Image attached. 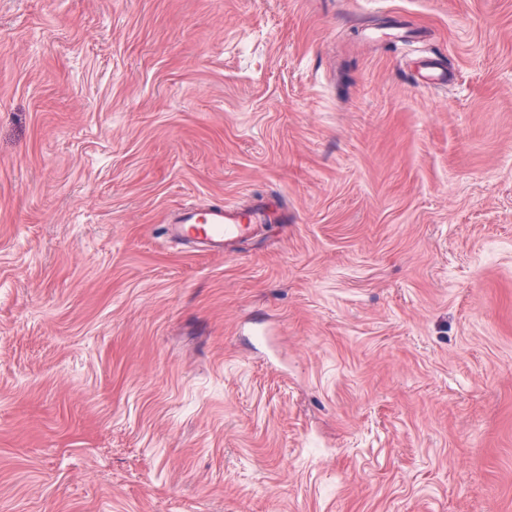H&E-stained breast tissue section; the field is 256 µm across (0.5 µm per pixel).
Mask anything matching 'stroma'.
<instances>
[{"mask_svg":"<svg viewBox=\"0 0 512 512\" xmlns=\"http://www.w3.org/2000/svg\"><path fill=\"white\" fill-rule=\"evenodd\" d=\"M0 512H512V0H0ZM423 69L425 72L420 74V79L416 84L421 88L431 89L436 86H448L453 80V73L448 74V70L444 69L437 61H427ZM260 214L255 207L251 211L239 208L216 206L205 210L196 206L184 207L168 220L171 226L169 236L178 241L185 237L186 232L195 224L204 223L196 228L202 242L211 249L219 250L224 247V241L238 238L252 230L250 224L256 223Z\"/></svg>","mask_w":512,"mask_h":512,"instance_id":"1","label":"stroma"}]
</instances>
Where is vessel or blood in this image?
Returning a JSON list of instances; mask_svg holds the SVG:
<instances>
[{
	"instance_id": "obj_1",
	"label": "vessel or blood",
	"mask_w": 512,
	"mask_h": 512,
	"mask_svg": "<svg viewBox=\"0 0 512 512\" xmlns=\"http://www.w3.org/2000/svg\"><path fill=\"white\" fill-rule=\"evenodd\" d=\"M452 80V75L448 74L440 63L431 60L425 63L418 85L429 89L448 85ZM259 218V213L254 210L245 211L220 206L203 210L196 206H188L171 216L170 236L175 240L182 239L187 231L193 228L201 235L204 244L219 250L223 248L225 241L238 238L250 231L252 224Z\"/></svg>"
}]
</instances>
